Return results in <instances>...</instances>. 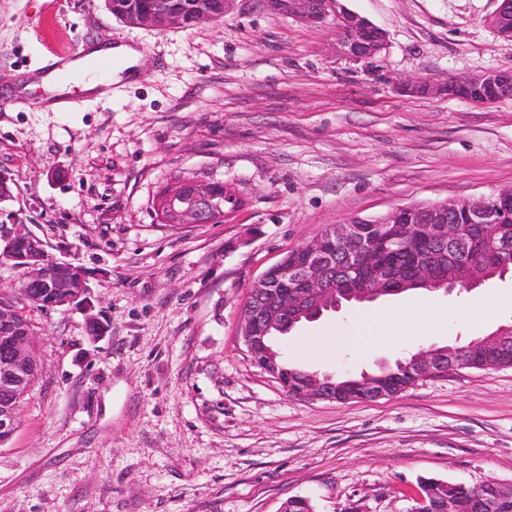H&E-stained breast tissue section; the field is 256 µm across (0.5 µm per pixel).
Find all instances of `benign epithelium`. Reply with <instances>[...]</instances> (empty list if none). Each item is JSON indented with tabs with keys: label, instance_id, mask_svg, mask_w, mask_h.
Masks as SVG:
<instances>
[{
	"label": "benign epithelium",
	"instance_id": "7a95c632",
	"mask_svg": "<svg viewBox=\"0 0 512 512\" xmlns=\"http://www.w3.org/2000/svg\"><path fill=\"white\" fill-rule=\"evenodd\" d=\"M266 6L305 23L332 25L336 33L333 50L349 61L369 60L385 49L386 37L365 18L350 11L343 0H265ZM160 5L146 9L130 8L131 25L158 28ZM187 18L199 25L213 18V14L188 0L183 11L171 17L178 23ZM498 33L512 31V0L502 3L491 18ZM491 83L503 89V95H512V74L490 71L463 79L412 80L401 83V90L409 95L466 97L471 84ZM164 207L171 224H207L215 213L213 198L203 193L195 182H182L169 193ZM463 208L465 223L475 224L482 234L508 246L505 225L512 224V187L490 195L463 201H440L421 204L416 208H396L374 219L354 217L342 224H333L312 240L293 250L292 258H283L265 270L250 288L249 294L262 298L274 294L271 302L262 308L244 303L240 312V340L246 356L264 372H272V356L260 359L256 352L261 337L257 336L260 322L272 325L296 321L305 316L315 320L321 316L324 301L340 302L345 297L359 302L371 301L395 292L394 286L413 282L440 287L445 280L440 271L448 264V247L461 248L466 244L463 225L455 217L457 208ZM379 224L386 228L393 224H417L436 248L418 258L404 270L396 263L380 262L371 242L365 236V227ZM355 242L357 250L336 257V244ZM9 264L20 272L23 296L30 289H39L37 299L45 311L68 312L93 308L91 290L81 267L50 255L43 241L23 224H5L0 228V265ZM41 362L39 344L28 329L16 318L12 301L0 298V444L7 441L19 423L20 406L31 390ZM418 379L440 377L453 370L467 367L461 351L455 348H431L421 351L413 361ZM330 375L310 373L296 391L303 399H333ZM478 495L467 503L448 502V512H498L512 501V485L504 486L495 480L477 485Z\"/></svg>",
	"mask_w": 512,
	"mask_h": 512
}]
</instances>
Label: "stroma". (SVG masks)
Here are the masks:
<instances>
[{"mask_svg":"<svg viewBox=\"0 0 512 512\" xmlns=\"http://www.w3.org/2000/svg\"><path fill=\"white\" fill-rule=\"evenodd\" d=\"M385 31L351 63L329 26L231 0L191 29L121 22L105 0H0V224L81 266L107 326L36 313L43 373L0 444V512H417L424 478L512 483V367L461 369L375 401L289 394L247 358L251 284L325 226L512 187V96H409L399 78L512 72L489 20L501 0H346ZM128 45L139 78L58 110L39 84L55 49ZM219 181L223 222L165 224L158 193ZM500 297L491 314L473 301ZM392 339L358 335L361 302L280 340L311 372L358 376L512 324V276L413 290ZM328 339L303 349V339Z\"/></svg>","mask_w":512,"mask_h":512,"instance_id":"obj_1","label":"stroma"}]
</instances>
